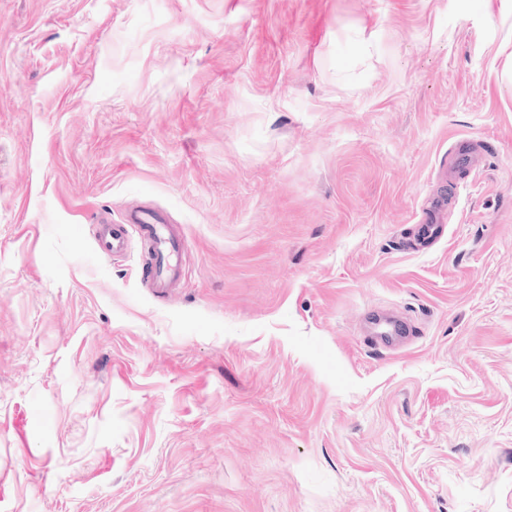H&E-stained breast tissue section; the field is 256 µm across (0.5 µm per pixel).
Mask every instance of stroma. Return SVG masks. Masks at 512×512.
<instances>
[{
	"mask_svg": "<svg viewBox=\"0 0 512 512\" xmlns=\"http://www.w3.org/2000/svg\"><path fill=\"white\" fill-rule=\"evenodd\" d=\"M511 68L512 0H0V512H512ZM443 203L437 201L426 213L423 224H419V235L422 242H435L445 232L446 225L443 224ZM163 222L161 215L154 211L134 210L125 218V224L136 226L141 237L150 244L153 258L149 279L152 287L159 290L172 288L182 279L179 263L181 242L158 226ZM97 241L101 251L108 255L123 252L128 243L122 227L106 221H102L98 226ZM386 330L381 333H376L375 336H369L371 340L390 342L403 341L412 335V326L404 318L389 317L383 320Z\"/></svg>",
	"mask_w": 512,
	"mask_h": 512,
	"instance_id": "obj_1",
	"label": "stroma"
}]
</instances>
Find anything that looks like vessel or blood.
Instances as JSON below:
<instances>
[{"label":"vessel or blood","mask_w":512,"mask_h":512,"mask_svg":"<svg viewBox=\"0 0 512 512\" xmlns=\"http://www.w3.org/2000/svg\"><path fill=\"white\" fill-rule=\"evenodd\" d=\"M162 222L163 219L157 212L134 210L127 214L124 223L136 226L142 238L148 241L153 251L149 279L152 287L160 290L173 287L182 278L179 263L181 242L164 232ZM122 226L105 221L99 224L97 241L103 253L118 254L126 249L128 239ZM444 232L443 205L438 202L428 210L419 226V235L422 242L429 243L440 239ZM384 325V331L377 335L382 342L403 341L412 334L411 324L401 317L386 318Z\"/></svg>","instance_id":"vessel-or-blood-1"}]
</instances>
